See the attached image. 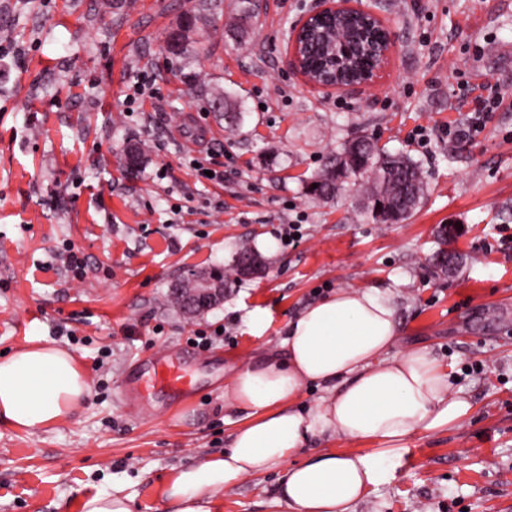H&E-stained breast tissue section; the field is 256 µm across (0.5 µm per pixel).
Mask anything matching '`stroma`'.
<instances>
[{
	"mask_svg": "<svg viewBox=\"0 0 512 512\" xmlns=\"http://www.w3.org/2000/svg\"><path fill=\"white\" fill-rule=\"evenodd\" d=\"M362 2L393 53L375 87L340 91L288 69L290 28L318 0H262L241 40L240 0H0V351L58 345L90 384L50 428L0 417V512H81L82 495L115 486L132 512H166L172 468L228 445L232 368L279 349L289 321L340 288L392 296L398 349L428 348L472 404L393 451V479L356 512H512V0ZM191 17L185 52L171 53ZM152 76L157 93L129 102ZM219 90L241 100L243 121L213 109ZM487 92L498 107L485 131L448 135ZM190 124L223 183L192 168L178 136ZM356 136L421 163L427 192L405 223H374L351 186L308 194ZM138 143L147 163L134 176L124 157ZM293 223L295 247L279 235ZM450 224L462 261L444 273L437 231ZM264 240V275L195 316L172 303L175 281ZM200 331L209 350L192 344ZM156 352L189 375L191 399L134 387ZM279 476L225 489L220 512H271Z\"/></svg>",
	"mask_w": 512,
	"mask_h": 512,
	"instance_id": "1",
	"label": "stroma"
}]
</instances>
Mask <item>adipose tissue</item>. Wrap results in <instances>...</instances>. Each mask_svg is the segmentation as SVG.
<instances>
[{"label": "adipose tissue", "instance_id": "1", "mask_svg": "<svg viewBox=\"0 0 512 512\" xmlns=\"http://www.w3.org/2000/svg\"><path fill=\"white\" fill-rule=\"evenodd\" d=\"M396 310L380 292L341 288L288 324L279 350L232 369L225 396L241 419L223 453L175 469L170 512H216L224 489L276 467L284 472L272 506L288 512H354L394 476L385 452L416 433L448 428L472 405L452 392L448 371L423 347L394 354ZM322 387L309 412L304 389ZM76 356L44 343L0 358V416L37 431L66 419L89 395ZM371 442L374 453L328 452L287 466L310 438Z\"/></svg>", "mask_w": 512, "mask_h": 512}]
</instances>
